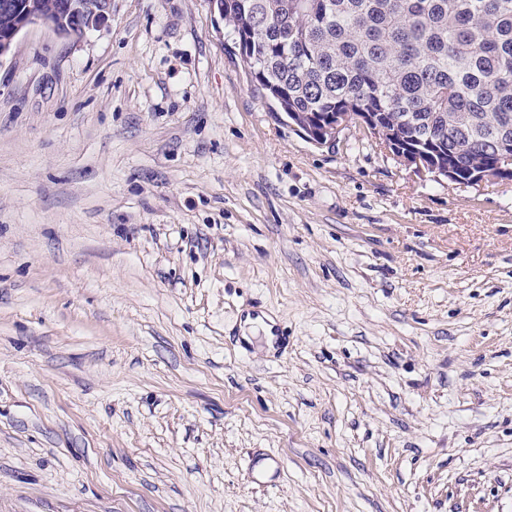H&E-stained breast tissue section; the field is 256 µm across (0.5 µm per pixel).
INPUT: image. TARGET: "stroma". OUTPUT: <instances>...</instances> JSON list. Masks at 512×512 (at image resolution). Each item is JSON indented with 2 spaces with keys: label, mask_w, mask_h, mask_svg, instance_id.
<instances>
[{
  "label": "stroma",
  "mask_w": 512,
  "mask_h": 512,
  "mask_svg": "<svg viewBox=\"0 0 512 512\" xmlns=\"http://www.w3.org/2000/svg\"><path fill=\"white\" fill-rule=\"evenodd\" d=\"M0 512H512V182L309 142L210 0L24 30Z\"/></svg>",
  "instance_id": "35a3bbf8"
}]
</instances>
